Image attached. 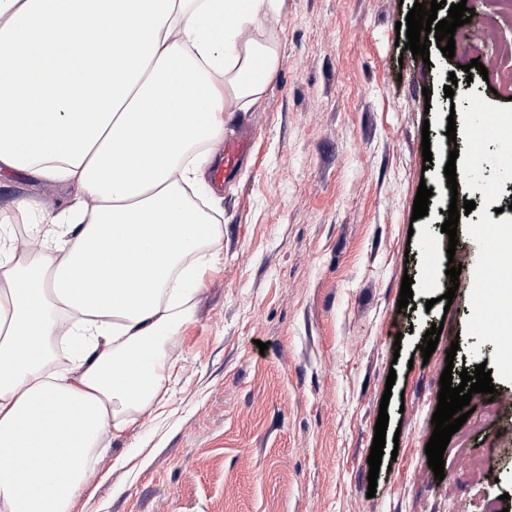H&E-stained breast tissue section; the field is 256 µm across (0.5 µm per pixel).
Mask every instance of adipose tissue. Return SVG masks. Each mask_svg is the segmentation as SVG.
I'll return each instance as SVG.
<instances>
[{"label":"adipose tissue","instance_id":"adipose-tissue-1","mask_svg":"<svg viewBox=\"0 0 512 512\" xmlns=\"http://www.w3.org/2000/svg\"><path fill=\"white\" fill-rule=\"evenodd\" d=\"M277 0H0V175L75 188L0 225V512H66L145 412L222 231L192 206ZM70 363L51 366V343Z\"/></svg>","mask_w":512,"mask_h":512}]
</instances>
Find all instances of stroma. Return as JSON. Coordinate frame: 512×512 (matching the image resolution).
<instances>
[{"mask_svg": "<svg viewBox=\"0 0 512 512\" xmlns=\"http://www.w3.org/2000/svg\"><path fill=\"white\" fill-rule=\"evenodd\" d=\"M414 2L278 0L276 21L255 32L276 62L259 96L224 115L225 136L252 129L254 149L210 205L223 226L218 259L203 267L190 319L162 344L168 371L153 408L105 438L68 512H484L489 503L512 512V441L491 443L471 417L446 448L444 479L425 454L451 343L455 369L495 367L493 343L481 358L469 352L473 267L452 304L440 300L449 267L440 226L444 167L465 142L446 136L451 109L472 91L512 103V58L501 53L512 12L467 0L490 29L467 26L454 58L434 44L424 58L396 42ZM474 59L486 75L466 76ZM5 181L51 214L73 199L20 173ZM422 183L433 194L416 220ZM428 239L441 247L437 261ZM406 276L407 316L397 307ZM435 324L443 330L426 360L419 346ZM382 410L388 440L372 490L367 458ZM475 453L494 462V480L470 473Z\"/></svg>", "mask_w": 512, "mask_h": 512, "instance_id": "stroma-1", "label": "stroma"}]
</instances>
